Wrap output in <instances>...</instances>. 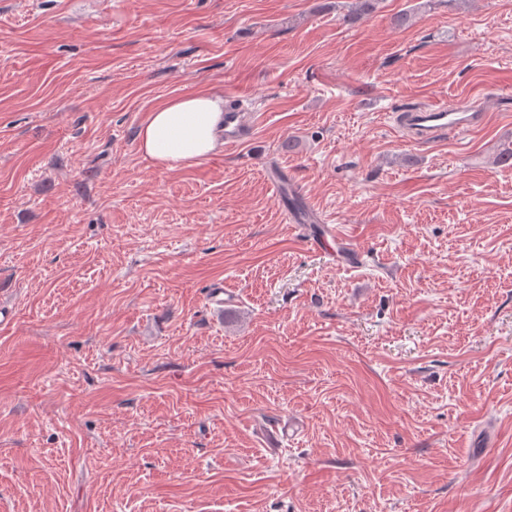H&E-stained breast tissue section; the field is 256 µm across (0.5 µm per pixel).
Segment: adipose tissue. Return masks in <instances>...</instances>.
I'll use <instances>...</instances> for the list:
<instances>
[{
    "instance_id": "obj_1",
    "label": "adipose tissue",
    "mask_w": 512,
    "mask_h": 512,
    "mask_svg": "<svg viewBox=\"0 0 512 512\" xmlns=\"http://www.w3.org/2000/svg\"><path fill=\"white\" fill-rule=\"evenodd\" d=\"M223 122L224 101L212 92L173 96L150 110L138 131V148L155 165L189 167L219 150Z\"/></svg>"
}]
</instances>
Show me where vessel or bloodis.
Wrapping results in <instances>:
<instances>
[{
	"label": "vessel or blood",
	"mask_w": 512,
	"mask_h": 512,
	"mask_svg": "<svg viewBox=\"0 0 512 512\" xmlns=\"http://www.w3.org/2000/svg\"><path fill=\"white\" fill-rule=\"evenodd\" d=\"M488 119L484 109L462 112L442 102L411 108L397 113L395 123L417 141H435L447 135H459L483 127ZM255 117L242 106L228 107L224 112V144L235 147L242 143L243 132L253 127Z\"/></svg>",
	"instance_id": "b4317fda"
}]
</instances>
